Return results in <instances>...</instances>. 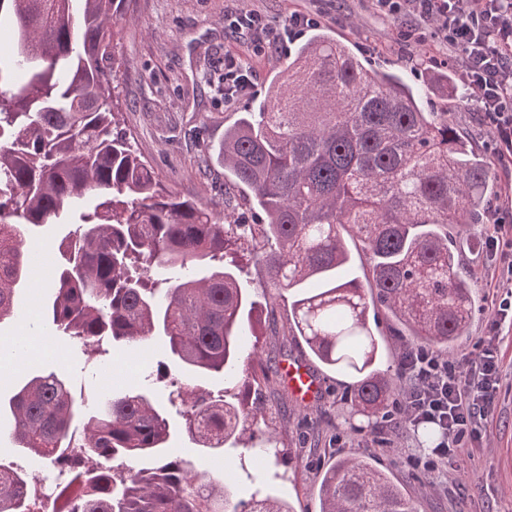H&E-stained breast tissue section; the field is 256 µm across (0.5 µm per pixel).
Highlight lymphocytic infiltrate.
Returning <instances> with one entry per match:
<instances>
[{"instance_id": "f902f5d3", "label": "lymphocytic infiltrate", "mask_w": 512, "mask_h": 512, "mask_svg": "<svg viewBox=\"0 0 512 512\" xmlns=\"http://www.w3.org/2000/svg\"><path fill=\"white\" fill-rule=\"evenodd\" d=\"M387 19L414 18L434 27L439 53L461 58L469 99L491 128L500 157L512 159V0H371ZM224 27L246 40L256 55L266 52L268 24L257 11L244 7L224 18ZM256 71L238 53L224 54V100L250 93ZM410 387L394 402L397 425L411 430L422 423L440 427V441L427 452L411 456L414 466L436 474L441 464L465 451L477 436L494 401L499 366L493 347L458 362L429 348L404 352L400 361Z\"/></svg>"}]
</instances>
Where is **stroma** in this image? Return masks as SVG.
Listing matches in <instances>:
<instances>
[{
  "instance_id": "stroma-1",
  "label": "stroma",
  "mask_w": 512,
  "mask_h": 512,
  "mask_svg": "<svg viewBox=\"0 0 512 512\" xmlns=\"http://www.w3.org/2000/svg\"><path fill=\"white\" fill-rule=\"evenodd\" d=\"M260 12L270 22L272 48L252 57L246 42L224 28V17L241 5ZM318 14L320 25L354 52L378 68L391 69L417 90L425 108L444 112L490 164L497 180L494 198L480 224H456L451 232L463 239L457 270L477 278L475 309L467 335L450 352L451 358L479 351V343L492 339L500 368L493 407L484 420L480 440L453 463L449 480H442L407 461L408 455L426 448L421 432L385 426L370 432L350 427V376L327 369L310 352L301 337L284 332L288 306L275 309V322L260 338L243 337L244 349L258 347L265 360H300L317 375L321 392L308 404L296 402L279 376L259 378L252 391L263 407L262 430L274 437L272 454L264 460V482L255 485L250 452L232 449L202 457L185 433H176L171 446L176 453L207 472L224 476L237 498L259 491L276 496L293 512H320L321 476L339 459L361 456L386 472L402 492L412 498L418 512H512V334L495 336L491 330L493 283L511 258L472 247L475 237H487L498 220L512 225V216L499 208L512 198V160L500 159L482 114L460 102L465 92L461 66L444 62L432 30L418 29L414 20L380 18L370 0H132L114 48L117 59L114 110L117 130L126 133L134 148L159 173L164 187L202 204L218 205L222 216L240 217V203L224 201V166L218 159L224 130L240 113L250 111L264 98L271 77L288 63L308 29H291L292 11ZM251 56L257 71L253 93L225 103L217 86L224 73L225 51ZM369 323L381 346V367L397 374L406 344L395 336L384 312L370 311ZM164 341L153 337L137 349H108L91 356L59 340L57 351L38 364L43 372L63 376L86 411H95L104 385L124 391L152 389L167 397L165 383L154 379L160 363L169 362ZM28 379L15 368L0 382V462L39 474L46 464L18 447L10 435L12 415L8 402Z\"/></svg>"
}]
</instances>
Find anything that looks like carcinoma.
I'll list each match as a JSON object with an SVG mask.
<instances>
[{
    "instance_id": "carcinoma-1",
    "label": "carcinoma",
    "mask_w": 512,
    "mask_h": 512,
    "mask_svg": "<svg viewBox=\"0 0 512 512\" xmlns=\"http://www.w3.org/2000/svg\"><path fill=\"white\" fill-rule=\"evenodd\" d=\"M0 0L15 29L0 48V320L17 316L34 280L28 238L74 224L58 245L51 330L98 351L166 339L184 396L182 430L204 452L237 447L263 409L229 389L189 383L217 373L248 388L258 349L243 354L262 314L291 298L286 331L324 365L353 377L352 414L378 427L395 395L374 368L369 304L399 326L409 349L446 353L466 335L474 284L455 270L451 224H477L495 192L491 170L443 112H426L401 76L367 68L314 30L268 96L224 129V187L261 219L224 223L213 207L169 194L153 165L113 129L114 42L131 0ZM372 290L344 280L347 240ZM274 294L241 282L243 254ZM178 270L181 275L169 277ZM83 404L56 373L33 376L9 401L19 447L70 476L53 512H290L267 494L232 501L224 478L173 452L171 424L145 394L112 392L82 422ZM32 476L0 463V512H35ZM321 512H416L388 476L344 458L319 485Z\"/></svg>"
}]
</instances>
